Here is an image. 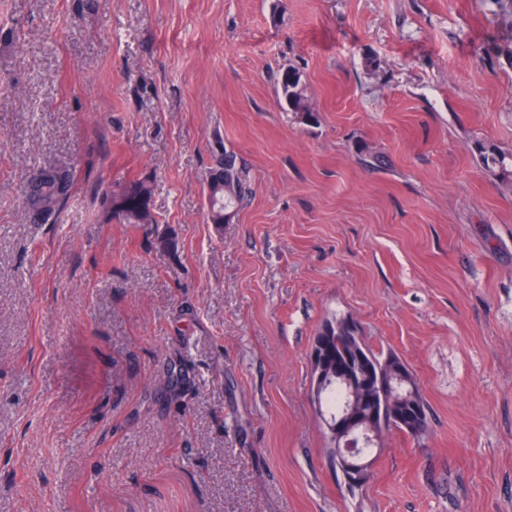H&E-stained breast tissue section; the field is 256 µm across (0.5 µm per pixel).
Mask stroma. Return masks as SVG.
I'll return each instance as SVG.
<instances>
[{
  "label": "stroma",
  "instance_id": "35a3bbf8",
  "mask_svg": "<svg viewBox=\"0 0 512 512\" xmlns=\"http://www.w3.org/2000/svg\"><path fill=\"white\" fill-rule=\"evenodd\" d=\"M478 140L512 153V0H0V512H512V186ZM227 151L252 196L215 225ZM142 177L174 251L101 206ZM334 314L432 413L353 493L310 394ZM280 93L288 108L305 121L317 120L316 112L311 107L301 80V74L295 67L284 70L279 82ZM472 150L489 173L502 182L512 184V155L508 158L493 145H487L481 141L474 142ZM48 171H53L56 175V178L46 180L42 185L41 195L45 208L42 211L35 213L32 205L29 203V207L27 204L31 219L34 222H38L39 224H48L50 222L56 221L66 202V199L69 197L72 185L71 173L68 168L64 166L42 167L37 170V172L28 181L24 189L25 199L28 184L37 176Z\"/></svg>",
  "mask_w": 512,
  "mask_h": 512
}]
</instances>
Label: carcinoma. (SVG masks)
<instances>
[{"mask_svg": "<svg viewBox=\"0 0 512 512\" xmlns=\"http://www.w3.org/2000/svg\"><path fill=\"white\" fill-rule=\"evenodd\" d=\"M279 85L290 111L307 122L317 120L297 68L284 70ZM473 152L489 173L512 183V156L481 141L473 143ZM49 170L55 177L45 181L41 188L45 208L38 213L29 209L31 219L40 224L56 221L72 185L70 170L64 166L42 167L36 175ZM215 171L218 178L207 184V215L209 223L222 224L224 210H232L241 203L246 190L235 154L226 153L218 158ZM152 192V181L144 177L105 192L103 202L113 217L125 224H154L156 219L150 208ZM312 350L318 352L326 369L331 371L332 383L325 388L313 384L311 393L319 412L323 413L321 420L331 462L352 489L359 483L344 468L336 452V439L329 429L328 417L344 409L354 411L358 423L378 430L372 443L381 448L385 437L392 432L422 439L428 430L430 406L419 390L412 368L396 353L371 346L350 318L334 316L324 320L313 338Z\"/></svg>", "mask_w": 512, "mask_h": 512, "instance_id": "carcinoma-1", "label": "carcinoma"}]
</instances>
